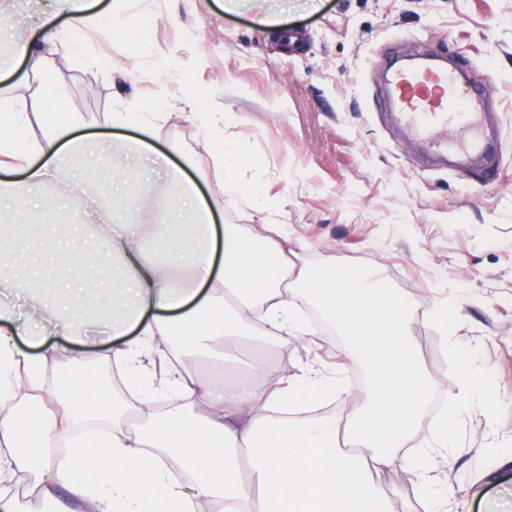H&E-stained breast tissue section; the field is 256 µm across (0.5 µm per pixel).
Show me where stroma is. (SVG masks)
<instances>
[{
    "mask_svg": "<svg viewBox=\"0 0 512 512\" xmlns=\"http://www.w3.org/2000/svg\"><path fill=\"white\" fill-rule=\"evenodd\" d=\"M53 2L0 0V42L24 35L56 61L42 76L12 62L0 86L19 100L40 83L60 89L78 133L91 140L103 113L143 112L164 100L156 146L212 198L217 223L284 225L311 269L378 265L391 288L422 301L409 332L438 381L436 408L424 410L399 460L381 471V492L395 512H420L426 487L407 462L427 456L448 489L447 512H494L501 498L512 500V0H126L117 12L112 0H86L112 12L114 33L86 32L76 55L47 43L39 28ZM260 4L283 26L256 23ZM145 15L154 33L134 62L118 32ZM394 48L443 53L463 76L483 79L499 141L486 162H435L406 139L383 79ZM89 56L99 65L86 64ZM165 58L175 68L156 72ZM181 83L204 95L210 111L226 113L224 124L191 114L173 95ZM220 138L249 161L230 184L205 151ZM241 186L257 197L240 198ZM437 303L454 306V336L430 319ZM251 339L270 378L293 381L313 370L341 379L345 393L328 392L314 417L342 426L362 371L347 365L338 333L285 349L272 330L254 329ZM81 357L72 341L57 340L41 367L45 400ZM466 361L499 395L492 418L464 408L458 372ZM443 408L460 411L455 448L432 453Z\"/></svg>",
    "mask_w": 512,
    "mask_h": 512,
    "instance_id": "35a3bbf8",
    "label": "stroma"
}]
</instances>
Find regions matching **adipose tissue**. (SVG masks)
<instances>
[{"label": "adipose tissue", "mask_w": 512, "mask_h": 512, "mask_svg": "<svg viewBox=\"0 0 512 512\" xmlns=\"http://www.w3.org/2000/svg\"><path fill=\"white\" fill-rule=\"evenodd\" d=\"M56 7L69 15L70 42L89 29H110L108 14L82 7L81 0H56ZM55 99L44 88L27 101L0 96V213L20 218L0 225V401L27 406L0 418V446L8 450L0 457V481L28 472L35 489L63 484L75 504H92L97 512H143L148 502L154 512H192V500L171 476L178 467L193 475L198 496L223 502L224 512H393L375 477L393 463V449L408 444L438 385L407 329L420 301L390 288L379 269L337 263L312 271L298 264L284 234L216 225L209 201L186 176L173 179L164 205L132 206L122 170L127 156L154 152L157 112L103 116L124 152L113 156L101 192L88 191L85 143L63 107L49 109ZM31 108L44 116L34 145ZM16 170L21 179H12ZM62 175L70 176L80 204L82 235L53 247L58 278L38 282L35 293L16 292L11 272L37 266L43 216L55 206L40 190ZM294 286L336 327L345 358L367 375L343 434L284 414L325 392L313 372L285 385L244 374L206 386L169 372L180 404L143 417L132 433L121 428L126 405L101 390L88 394L83 371L56 388L66 419L49 411L35 423L27 413L43 388L34 352L48 350L50 336H74L89 350L110 342L130 377L143 378L161 344L187 345L204 356L211 341L247 336L257 316L283 336L314 335L297 317ZM200 401L209 409L203 418L192 411ZM91 420L111 422L103 443L79 440L72 453L54 455L76 423ZM31 448L41 449L43 468L33 469Z\"/></svg>", "instance_id": "obj_1"}]
</instances>
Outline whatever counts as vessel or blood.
Instances as JSON below:
<instances>
[{
    "mask_svg": "<svg viewBox=\"0 0 512 512\" xmlns=\"http://www.w3.org/2000/svg\"><path fill=\"white\" fill-rule=\"evenodd\" d=\"M387 75L409 136L441 154L482 152L488 103L481 82L464 79L434 53L416 65L388 67Z\"/></svg>",
    "mask_w": 512,
    "mask_h": 512,
    "instance_id": "vessel-or-blood-1",
    "label": "vessel or blood"
}]
</instances>
